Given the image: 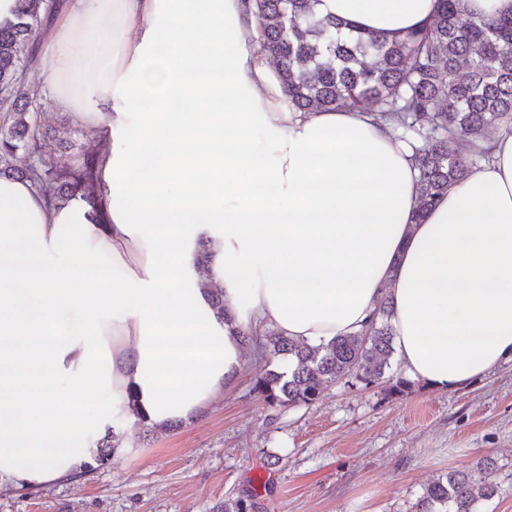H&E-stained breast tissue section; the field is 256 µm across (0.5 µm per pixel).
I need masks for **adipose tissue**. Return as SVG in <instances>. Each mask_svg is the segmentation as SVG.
Here are the masks:
<instances>
[{
  "mask_svg": "<svg viewBox=\"0 0 512 512\" xmlns=\"http://www.w3.org/2000/svg\"><path fill=\"white\" fill-rule=\"evenodd\" d=\"M437 5L318 9L391 37ZM48 39L38 93L102 143L99 202L0 176V486L77 479L116 420H195L247 337L354 335L384 296L411 380L512 360V129L419 221L410 146L367 112L291 107L249 0H66Z\"/></svg>",
  "mask_w": 512,
  "mask_h": 512,
  "instance_id": "1",
  "label": "adipose tissue"
}]
</instances>
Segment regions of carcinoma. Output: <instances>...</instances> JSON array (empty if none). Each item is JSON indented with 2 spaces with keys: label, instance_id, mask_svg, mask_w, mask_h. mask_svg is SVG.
Instances as JSON below:
<instances>
[{
  "label": "carcinoma",
  "instance_id": "obj_1",
  "mask_svg": "<svg viewBox=\"0 0 512 512\" xmlns=\"http://www.w3.org/2000/svg\"><path fill=\"white\" fill-rule=\"evenodd\" d=\"M319 2L252 0L260 50L295 109L364 108L413 140L421 220L451 184L488 157L480 143L512 123V16L469 17L461 0H438L428 24L387 38L319 14ZM62 4L18 0L15 20L0 24V174L33 181L51 203L80 196L93 204L98 149L84 151L77 166L62 168L46 151L52 130L30 122L39 96L27 80L25 59ZM451 140L465 150L449 152ZM21 152L28 163L18 167ZM391 317L386 295L371 325L357 335L311 346L270 333L264 347L276 367L256 377L253 391L272 408L309 406L343 380L380 382L395 352ZM496 493L491 464L480 463L423 486L414 512H476L478 501Z\"/></svg>",
  "mask_w": 512,
  "mask_h": 512
}]
</instances>
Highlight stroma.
Wrapping results in <instances>:
<instances>
[{
  "mask_svg": "<svg viewBox=\"0 0 512 512\" xmlns=\"http://www.w3.org/2000/svg\"><path fill=\"white\" fill-rule=\"evenodd\" d=\"M264 357L195 421L135 425L128 453L35 490L0 488V512H411L423 486L491 460L497 495L478 512H512V361L458 390L402 395L357 381L310 406L268 407L253 390Z\"/></svg>",
  "mask_w": 512,
  "mask_h": 512,
  "instance_id": "stroma-1",
  "label": "stroma"
}]
</instances>
